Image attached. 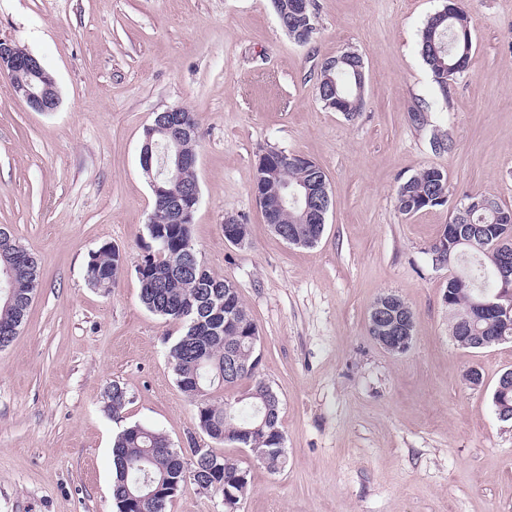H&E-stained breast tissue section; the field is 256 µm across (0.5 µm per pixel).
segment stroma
<instances>
[{"instance_id": "stroma-1", "label": "stroma", "mask_w": 512, "mask_h": 512, "mask_svg": "<svg viewBox=\"0 0 512 512\" xmlns=\"http://www.w3.org/2000/svg\"><path fill=\"white\" fill-rule=\"evenodd\" d=\"M444 3L315 0L317 33L302 46L270 0H0V37L43 62L60 98L32 111L0 73V226L40 269L0 351V512H117L112 440L133 424L177 449L209 443L169 363L178 328L144 307L134 271L151 243L143 133L173 106L198 124L192 241L237 288L280 399L278 472L222 448L250 471L240 512H512V423L492 402L512 342L454 344L448 271L428 252L462 195L512 207V0H463L472 62L443 98L419 33ZM349 49L365 64L352 121L316 95L322 64ZM436 130L450 150L432 147ZM271 148L326 174L332 204L315 246L283 241L255 201ZM426 166L447 171L450 205L400 214L398 184ZM228 220L247 225L243 243L225 239ZM105 244L124 259L107 293L86 277ZM388 293L416 319L402 354L368 331ZM472 368L476 388L463 379ZM115 383L127 391L117 417L106 409Z\"/></svg>"}]
</instances>
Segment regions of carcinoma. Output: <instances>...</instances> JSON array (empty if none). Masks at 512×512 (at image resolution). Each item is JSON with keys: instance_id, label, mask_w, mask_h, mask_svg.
<instances>
[{"instance_id": "carcinoma-1", "label": "carcinoma", "mask_w": 512, "mask_h": 512, "mask_svg": "<svg viewBox=\"0 0 512 512\" xmlns=\"http://www.w3.org/2000/svg\"><path fill=\"white\" fill-rule=\"evenodd\" d=\"M317 33L316 9L307 17L288 16V36L296 43L306 45ZM471 34L467 12L459 0H446L443 8L427 18L419 39L420 53L428 66L438 89L448 81V72L460 75L470 67L472 55L464 54V37ZM336 82V96L340 104L354 117L363 106L357 97L351 70L328 71L321 67L317 95L327 102L330 80ZM181 122L194 129L182 144L183 153L196 151L197 122L192 113H179ZM288 158V166L281 168L273 180H254V186L274 197L282 183L298 186L312 176L309 159L271 148L261 159L277 163ZM449 185L447 172L438 167H424L401 182L396 190V206L405 216L420 211L443 207L448 204ZM300 208L287 206L273 214L271 222L290 226L296 222ZM153 223L147 225L151 239H159L155 249H147L150 263L145 270L135 269L140 284V300L152 313L182 326L169 351L178 387L195 403L196 426L213 443L230 444L236 448H250L255 462L267 464L270 471L278 470L280 457L272 454L277 448L270 430H281L280 400L258 371L255 362L256 348L248 339L249 332H257L237 289L231 283L212 276L208 271H184L177 258L184 253L191 240V221L170 223L169 201L164 194L154 196L151 212ZM473 224L477 231L473 243L456 246L452 260L464 266L467 284L463 288L448 290V312L451 316L450 332L456 335L460 315L466 313L476 298V291L497 287L489 281L488 271L494 260L482 250L483 240L499 238L503 224L512 225V207L494 202L492 210L463 213L455 210L451 223ZM325 222L302 225L301 246L312 247L321 238ZM14 268L12 290L15 301L7 302L6 294L0 295V349L10 346L23 324L32 298L39 286L37 262L28 251H19L17 242L8 228L0 226V270ZM123 262L120 252L104 245L91 253L86 274L89 284L108 292L114 285ZM241 314L239 324L228 322L227 310ZM490 327L496 335L512 340V322L509 324L478 320L467 330L474 336L481 329ZM245 386L239 399L227 401L212 396L216 388L233 389ZM126 405V391L121 385L112 384L107 395V410L112 416L122 413ZM268 416L270 426L243 439L241 430L252 427ZM191 456L197 462V482L212 494H224L228 487L243 500L249 491V478L236 482V475L244 471L238 460L219 452L216 448H192ZM113 480L112 497L118 512H125L128 503L138 499L131 512H170L173 498L183 487L180 472L183 454L171 447L167 436L154 429L134 424L124 429L112 445Z\"/></svg>"}]
</instances>
